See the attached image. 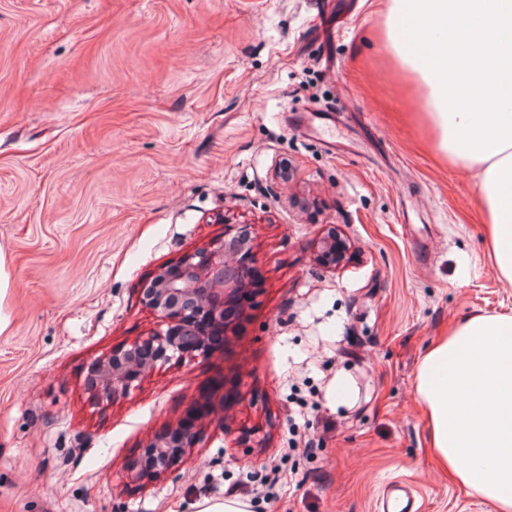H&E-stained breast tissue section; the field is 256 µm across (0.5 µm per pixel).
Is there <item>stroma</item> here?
I'll use <instances>...</instances> for the list:
<instances>
[{
  "mask_svg": "<svg viewBox=\"0 0 512 512\" xmlns=\"http://www.w3.org/2000/svg\"><path fill=\"white\" fill-rule=\"evenodd\" d=\"M388 5L0 0V512H198L230 487L251 512H374L392 478L420 512H493L434 457L414 386L435 339L512 313V287ZM228 223L264 276L243 333L94 404L91 361L157 326L142 288ZM332 226L352 252L336 269L317 260ZM227 376L241 401L175 471L129 482Z\"/></svg>",
  "mask_w": 512,
  "mask_h": 512,
  "instance_id": "obj_1",
  "label": "stroma"
}]
</instances>
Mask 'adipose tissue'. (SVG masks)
I'll list each match as a JSON object with an SVG mask.
<instances>
[{
  "label": "adipose tissue",
  "mask_w": 512,
  "mask_h": 512,
  "mask_svg": "<svg viewBox=\"0 0 512 512\" xmlns=\"http://www.w3.org/2000/svg\"><path fill=\"white\" fill-rule=\"evenodd\" d=\"M386 26L427 88L440 150L479 180L495 267L512 284V0H391ZM415 396L442 466L512 512V314H475L440 338Z\"/></svg>",
  "instance_id": "obj_1"
}]
</instances>
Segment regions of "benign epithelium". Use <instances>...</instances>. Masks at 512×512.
<instances>
[{"instance_id":"7a95c632","label":"benign epithelium","mask_w":512,"mask_h":512,"mask_svg":"<svg viewBox=\"0 0 512 512\" xmlns=\"http://www.w3.org/2000/svg\"><path fill=\"white\" fill-rule=\"evenodd\" d=\"M345 253V243L331 228L321 241L318 259L335 266ZM258 272L249 235L231 224L221 236L161 268L141 292L142 303L159 319L158 328L92 361L87 377L94 398L99 402L123 399L172 359L212 354L217 336L229 341L232 312L241 309L254 292ZM212 411L211 406L190 405L176 427L141 448L128 466V479L140 482L174 470Z\"/></svg>"}]
</instances>
